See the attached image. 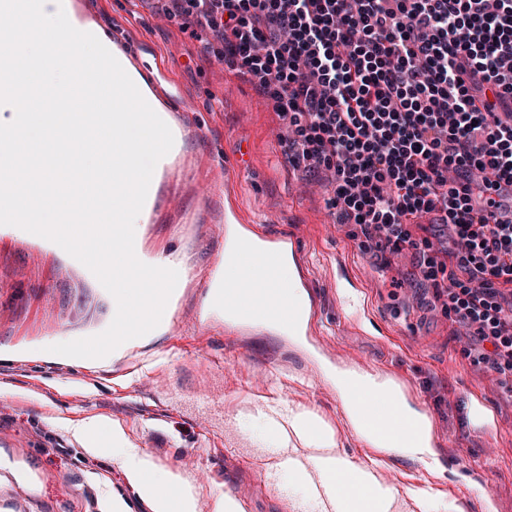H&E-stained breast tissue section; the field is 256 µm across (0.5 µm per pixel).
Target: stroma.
<instances>
[{"label": "stroma", "mask_w": 512, "mask_h": 512, "mask_svg": "<svg viewBox=\"0 0 512 512\" xmlns=\"http://www.w3.org/2000/svg\"><path fill=\"white\" fill-rule=\"evenodd\" d=\"M75 8L127 51L159 50L194 109L197 131L184 135L178 173L162 179L146 228L147 247L181 263L187 283L163 336L119 362L80 368L0 356V454L38 478L32 489L0 466V512H99L110 492L126 497L129 512H151L110 447L91 455L75 436L73 424L93 416L119 423L131 447L189 484L196 512H212L222 493L240 512H333L324 492L289 485L279 466L314 454L300 442L272 447L265 429L281 404L327 423L338 456L395 490L393 512H483L487 501L512 512V380L467 358L469 328L421 300L409 281L412 251L381 265L360 249L355 226L337 223L325 205L329 173L287 166L280 118L249 78L207 51L210 32L181 30L159 0H76ZM224 173L234 195H206L205 184ZM228 211L298 254L311 300L306 346L207 313ZM113 315L110 293L53 254L0 239V346L85 338ZM326 364L399 385L432 423L435 462L390 456L362 439ZM476 395L494 414L490 428L472 420ZM91 472L107 483L90 482Z\"/></svg>", "instance_id": "1"}]
</instances>
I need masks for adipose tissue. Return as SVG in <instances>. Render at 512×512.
I'll use <instances>...</instances> for the list:
<instances>
[{
	"instance_id": "adipose-tissue-1",
	"label": "adipose tissue",
	"mask_w": 512,
	"mask_h": 512,
	"mask_svg": "<svg viewBox=\"0 0 512 512\" xmlns=\"http://www.w3.org/2000/svg\"><path fill=\"white\" fill-rule=\"evenodd\" d=\"M329 377L353 424L358 421V410L349 396L350 391L357 386L371 392L389 387L388 382L358 372L333 370ZM394 399L407 417L409 429L386 446V453L421 461L433 456L428 417L416 411L402 392H395ZM270 431L281 443L287 444L296 438L319 450L310 466L289 461L288 473L295 484L307 485L313 473L318 475L322 485L327 488L331 487L336 474L343 473L354 478L362 489L361 494L337 499L336 512H393V490L379 482L369 471L337 457L333 451L334 436L318 417L304 411L292 413L288 416L287 426L274 424ZM75 432L82 439L86 452L91 454L98 453L101 438H108L112 445V457L121 463L128 485L149 503L152 512H196L193 488L182 482L172 470L157 465L146 453L130 447L119 424L102 417H89L76 425ZM160 486L169 487L170 496L158 495L156 489Z\"/></svg>"
}]
</instances>
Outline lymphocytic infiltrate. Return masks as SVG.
<instances>
[{
    "label": "lymphocytic infiltrate",
    "instance_id": "1",
    "mask_svg": "<svg viewBox=\"0 0 512 512\" xmlns=\"http://www.w3.org/2000/svg\"><path fill=\"white\" fill-rule=\"evenodd\" d=\"M167 15L214 32L284 122L286 162L331 173L328 205L362 249L414 250L478 360L512 375V0H172ZM429 213L450 261L407 229Z\"/></svg>",
    "mask_w": 512,
    "mask_h": 512
}]
</instances>
